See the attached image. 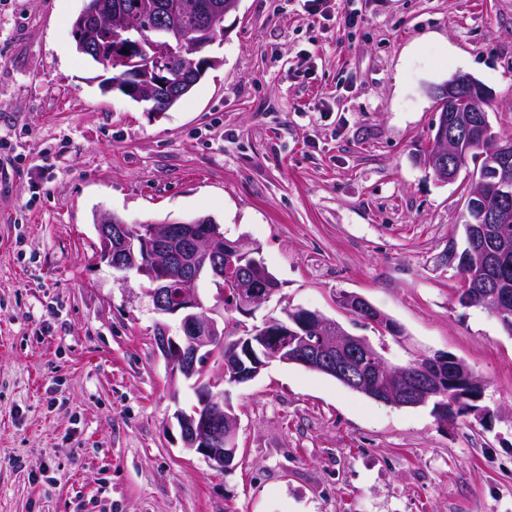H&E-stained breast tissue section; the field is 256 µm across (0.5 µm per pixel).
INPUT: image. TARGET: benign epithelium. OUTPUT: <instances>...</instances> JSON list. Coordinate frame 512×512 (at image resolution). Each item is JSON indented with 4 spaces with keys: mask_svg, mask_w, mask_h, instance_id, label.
Wrapping results in <instances>:
<instances>
[{
    "mask_svg": "<svg viewBox=\"0 0 512 512\" xmlns=\"http://www.w3.org/2000/svg\"><path fill=\"white\" fill-rule=\"evenodd\" d=\"M239 0L217 3L205 14L198 13L191 0H170L164 10L172 17L185 11L198 14V22L189 31L174 21L162 20L146 30H133L124 12L115 9L96 14L83 10L75 30L79 41L89 42L97 32L107 33L109 44L97 48V58L105 69L118 72L112 88L122 89L140 102L150 104L149 111L160 112L158 101L172 98L186 80L201 77L216 60L202 55L224 31V17L236 10ZM128 53H122V50ZM180 54L186 61L181 70L167 65V58ZM438 106L449 113L434 125L424 162L436 177L454 180L467 156L477 144L490 142L492 150L484 161L485 176L471 186L474 196H495L496 205L485 213L487 224L512 223V138L503 137L489 124L482 112L492 92L478 80L459 75L432 88ZM466 103L458 108V103ZM100 259L116 270H133L147 280L146 289L154 312L162 317L181 316L183 335L171 336L161 327L155 336L172 375L194 380L201 395L200 407L180 411L176 419L184 447L202 456L215 470L222 471L237 451L238 418L224 401L220 381L198 373V364L220 358L224 380L243 384L271 360L294 363L339 377L349 388L365 392L375 400L399 407H415L432 399H448V413L459 415L477 411L483 385L473 372L448 355L425 356L421 362L393 365L364 337L345 330L335 320L317 312L297 308L291 317L267 319L264 326L276 339L273 349L256 342L255 326L239 320L228 322L213 316L197 294L199 279L208 275L221 297L233 303L244 315L266 302L281 285L255 257L257 249L242 241L224 238L221 225L198 220H166L149 225H128L116 216L103 213L97 219ZM471 261L455 251L444 254L445 263L460 261L461 288L468 296L480 299L505 329L512 328V289L503 286L512 267V246L501 239L472 238ZM178 279L181 291L170 300L166 286ZM336 304L351 316H361L384 332H396L398 326L373 307L363 296L343 292ZM238 337L224 347L229 331Z\"/></svg>",
    "mask_w": 512,
    "mask_h": 512,
    "instance_id": "1",
    "label": "benign epithelium"
}]
</instances>
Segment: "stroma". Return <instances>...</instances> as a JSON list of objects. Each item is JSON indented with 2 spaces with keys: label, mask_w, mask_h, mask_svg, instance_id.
Segmentation results:
<instances>
[{
  "label": "stroma",
  "mask_w": 512,
  "mask_h": 512,
  "mask_svg": "<svg viewBox=\"0 0 512 512\" xmlns=\"http://www.w3.org/2000/svg\"><path fill=\"white\" fill-rule=\"evenodd\" d=\"M84 5L0 0V512H512V336L439 261L470 173L421 161L456 73L512 137V0H240L216 67L161 114L102 90L73 39ZM103 212L214 218L282 284L253 323L303 308L393 364L455 356L478 412L445 425L275 360L225 385L239 456L212 469L183 446L196 397L154 347L147 281L98 257ZM342 291L399 335L343 314Z\"/></svg>",
  "instance_id": "35a3bbf8"
}]
</instances>
